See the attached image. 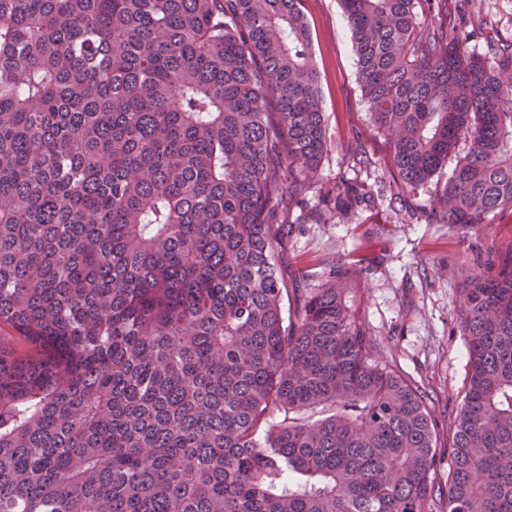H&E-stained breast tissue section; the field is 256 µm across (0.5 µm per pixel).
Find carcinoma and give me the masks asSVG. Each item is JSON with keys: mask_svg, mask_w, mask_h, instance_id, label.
<instances>
[{"mask_svg": "<svg viewBox=\"0 0 512 512\" xmlns=\"http://www.w3.org/2000/svg\"><path fill=\"white\" fill-rule=\"evenodd\" d=\"M342 2L396 184L455 160L409 216L512 208V41ZM327 145L300 0H0V512H512V245L462 289L444 484L339 281L283 274L307 192L374 202Z\"/></svg>", "mask_w": 512, "mask_h": 512, "instance_id": "cac0c4a2", "label": "carcinoma"}]
</instances>
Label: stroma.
<instances>
[{
	"mask_svg": "<svg viewBox=\"0 0 512 512\" xmlns=\"http://www.w3.org/2000/svg\"><path fill=\"white\" fill-rule=\"evenodd\" d=\"M313 33L322 110L330 144L320 163L323 183L357 179L384 186L383 196L351 222L316 223L323 206L308 192L291 210L295 230L281 263L304 272L316 288L330 276L343 286L347 305L389 360L418 385L437 424V446L447 450L468 375V352L457 311L461 288L477 263L512 245V210L498 211L485 229L408 220L395 200L390 143L362 102L356 57L338 0H301ZM369 254L373 268L335 272L338 262Z\"/></svg>",
	"mask_w": 512,
	"mask_h": 512,
	"instance_id": "obj_1",
	"label": "stroma"
}]
</instances>
